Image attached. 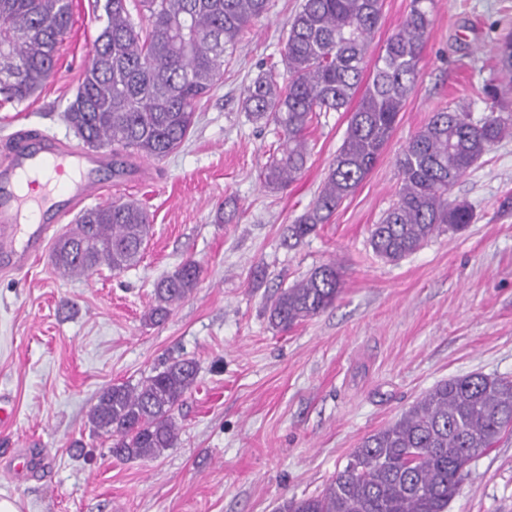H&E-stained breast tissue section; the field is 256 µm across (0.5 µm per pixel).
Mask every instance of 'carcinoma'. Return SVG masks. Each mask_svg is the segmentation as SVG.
Returning <instances> with one entry per match:
<instances>
[{"label": "carcinoma", "instance_id": "cac0c4a2", "mask_svg": "<svg viewBox=\"0 0 512 512\" xmlns=\"http://www.w3.org/2000/svg\"><path fill=\"white\" fill-rule=\"evenodd\" d=\"M432 3L410 0L366 79L382 0H303L288 24L285 81L262 72L247 86L244 110L255 123L273 121L280 140V155L263 172L272 190L304 171L316 114L350 112L316 201L285 226L284 241L297 244L328 223L385 150L417 85ZM94 10V50L64 116L84 146L112 148L116 179L134 171V159L160 160L188 139L199 101L221 80L224 55L268 12L269 0H95ZM72 25V0H0V107L22 104L45 86ZM494 50L498 73L512 82V34ZM482 93L488 113L480 121L463 106L441 108L397 156L396 201L370 230L380 258L397 262L434 235L472 223L471 205L452 189L491 146L512 137V110L500 104L498 84ZM150 233L148 215L132 202L87 209L58 239L55 268L65 276L86 277L103 265L121 272L139 262ZM200 276V264L187 259L159 280L145 321H165ZM341 290L336 263L324 264L271 297L269 324L287 331L334 306ZM197 379L195 359L180 358L135 385H109L89 410L90 429L119 459L156 458L176 446V411ZM511 427V380L480 373L444 380L366 437L319 495L285 498L276 512H448L470 464Z\"/></svg>", "mask_w": 512, "mask_h": 512}]
</instances>
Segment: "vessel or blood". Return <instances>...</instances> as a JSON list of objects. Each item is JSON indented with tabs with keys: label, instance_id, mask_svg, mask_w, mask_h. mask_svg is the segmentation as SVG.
<instances>
[{
	"label": "vessel or blood",
	"instance_id": "b4317fda",
	"mask_svg": "<svg viewBox=\"0 0 512 512\" xmlns=\"http://www.w3.org/2000/svg\"><path fill=\"white\" fill-rule=\"evenodd\" d=\"M111 165L110 153L91 154L42 133L16 132L5 161L0 163V271H27L45 250L56 225L87 199L102 193L103 187L92 180V172ZM38 170L50 173L46 194L61 187L68 198L43 223L26 224L22 221L25 210L42 206L44 200L22 193L21 183L25 176Z\"/></svg>",
	"mask_w": 512,
	"mask_h": 512
}]
</instances>
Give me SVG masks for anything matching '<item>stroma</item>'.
Returning a JSON list of instances; mask_svg holds the SVG:
<instances>
[{
    "mask_svg": "<svg viewBox=\"0 0 512 512\" xmlns=\"http://www.w3.org/2000/svg\"><path fill=\"white\" fill-rule=\"evenodd\" d=\"M73 2L53 75L0 109V142L35 128L77 145L64 111L98 24L92 0ZM301 3L271 0L248 27L184 146L141 159V177L89 200L148 211L136 266L64 278L46 252L25 275L0 273V396L16 410L0 423V498L17 499L20 512H275L282 499L320 493L364 438L437 383L512 380V138L454 187L475 214L466 230L396 263L369 243L396 199L395 160L410 137L460 101L473 120L486 115L481 88L493 46L512 30V0H435L419 80L386 150L329 223L288 247L282 229L315 202L349 119L319 113L304 172L284 190L264 187L278 138L242 101L258 73L284 76L283 38ZM188 259L203 269L197 288L165 323L147 324L156 281ZM331 261L342 274L335 305L273 330L266 300ZM181 355L196 359L199 377L177 416V445L153 460L113 457L88 425L99 392ZM76 440L87 457L72 456ZM448 512H512V430L471 464Z\"/></svg>",
    "mask_w": 512,
    "mask_h": 512,
    "instance_id": "stroma-1",
    "label": "stroma"
}]
</instances>
